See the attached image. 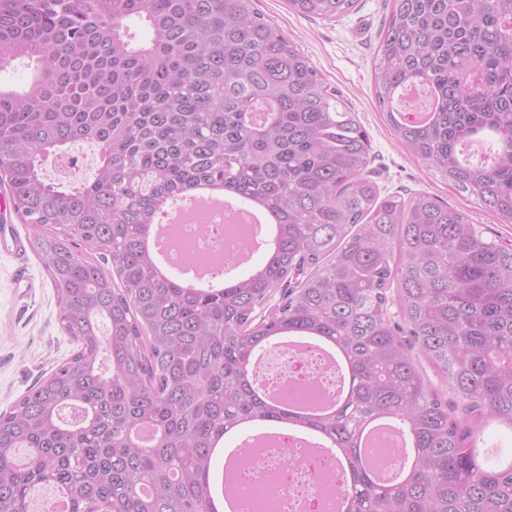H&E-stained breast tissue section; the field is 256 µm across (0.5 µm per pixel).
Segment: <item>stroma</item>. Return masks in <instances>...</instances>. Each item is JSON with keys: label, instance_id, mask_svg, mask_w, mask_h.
<instances>
[{"label": "stroma", "instance_id": "obj_1", "mask_svg": "<svg viewBox=\"0 0 512 512\" xmlns=\"http://www.w3.org/2000/svg\"><path fill=\"white\" fill-rule=\"evenodd\" d=\"M254 6L303 50L329 88L357 112L372 142L369 170L382 195L437 196L467 213L488 238L512 244V224L449 188L396 138L379 111L373 61L390 0H359L356 10L330 21L296 14L286 0H255ZM59 313L55 288L34 252L16 258L1 251L0 411L74 353L76 344L63 330Z\"/></svg>", "mask_w": 512, "mask_h": 512}]
</instances>
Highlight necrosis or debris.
I'll use <instances>...</instances> for the list:
<instances>
[{"mask_svg":"<svg viewBox=\"0 0 512 512\" xmlns=\"http://www.w3.org/2000/svg\"><path fill=\"white\" fill-rule=\"evenodd\" d=\"M206 234H198L196 224H188L184 234L192 253L222 251L241 253L245 246L242 228L226 229L224 215L206 211L202 217ZM277 362L269 371H258L259 383L274 395L303 389L314 396L332 395L336 372L315 349L281 347ZM256 451L243 468L237 483L241 490L239 512H261L260 502H268V512H336L335 488L343 475L334 457L290 436H266L255 443Z\"/></svg>","mask_w":512,"mask_h":512,"instance_id":"4bbe7bcc","label":"necrosis or debris"}]
</instances>
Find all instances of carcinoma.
Masks as SVG:
<instances>
[{"instance_id": "cac0c4a2", "label": "carcinoma", "mask_w": 512, "mask_h": 512, "mask_svg": "<svg viewBox=\"0 0 512 512\" xmlns=\"http://www.w3.org/2000/svg\"><path fill=\"white\" fill-rule=\"evenodd\" d=\"M253 3L0 0V70L35 63L28 90L0 87V184L77 342L0 412V512H31L37 488L43 512L60 497L69 512H214L211 448L268 422L336 451L342 512H512V454L477 448L490 427L512 433V249L434 196H381L356 113ZM287 3L332 20L358 0ZM413 84L424 121L393 106ZM374 90L411 153L512 224V0H391ZM478 138L489 154L463 163ZM83 140L101 150L92 180L46 181ZM205 186L274 226L266 261L217 289L161 274L146 247L164 206ZM289 336L346 364L337 409L259 388L253 357ZM391 419L412 457L378 483L361 436Z\"/></svg>"}]
</instances>
